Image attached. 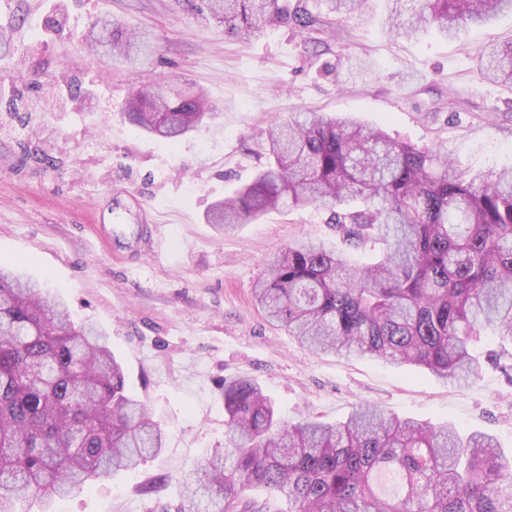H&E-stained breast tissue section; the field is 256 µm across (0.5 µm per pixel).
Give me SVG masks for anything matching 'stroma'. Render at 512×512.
Returning <instances> with one entry per match:
<instances>
[{"label":"stroma","mask_w":512,"mask_h":512,"mask_svg":"<svg viewBox=\"0 0 512 512\" xmlns=\"http://www.w3.org/2000/svg\"><path fill=\"white\" fill-rule=\"evenodd\" d=\"M388 0L333 28L287 26L241 39L186 0H0V262L104 329L128 390L165 434L136 470L54 501L51 512H177L180 482L227 445L224 383L246 376L279 412L340 422L370 403L421 423L485 431L512 453V339L482 337L479 378L458 388L368 357L315 354L266 320L253 286L289 242L335 243L328 215L281 208L224 232L211 205L266 164V131L310 109L377 125L447 152L458 173L512 165V85L489 82L485 43L512 41V15L447 40L390 33ZM145 34L152 59L131 67L83 50L95 19ZM362 63L365 72L349 78ZM197 86L217 117L170 144L124 123L148 84ZM156 225L162 251L141 245ZM156 484L143 494L144 484Z\"/></svg>","instance_id":"stroma-1"}]
</instances>
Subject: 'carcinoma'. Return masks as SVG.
Instances as JSON below:
<instances>
[{
	"instance_id": "cac0c4a2",
	"label": "carcinoma",
	"mask_w": 512,
	"mask_h": 512,
	"mask_svg": "<svg viewBox=\"0 0 512 512\" xmlns=\"http://www.w3.org/2000/svg\"><path fill=\"white\" fill-rule=\"evenodd\" d=\"M326 17L280 0H201L246 38L304 30L359 10L363 0H322ZM391 31L435 26L452 36L512 12V0H391ZM85 45L136 63L141 39L98 20ZM482 73L512 85V42L479 54ZM168 142L216 118L190 88L145 87L121 112ZM267 165L215 204L208 222L231 229L280 207L315 206L346 239L385 249L351 263L325 241L288 243L257 282L265 316L308 349L370 356L469 382L474 345L512 338V166L465 178L448 155L382 129L321 112H297L268 132ZM229 446L183 482L178 512H512V462L496 438L425 426L370 405L326 423L281 416L261 388L224 383ZM164 448L146 404L129 393L105 332L77 327L66 306L0 264V512L44 503ZM264 489L267 497L248 496Z\"/></svg>"
}]
</instances>
